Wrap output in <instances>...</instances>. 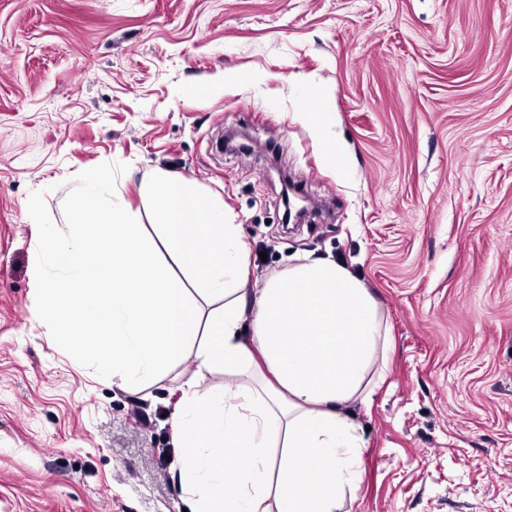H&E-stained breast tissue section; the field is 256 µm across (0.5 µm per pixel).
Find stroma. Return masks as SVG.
<instances>
[{
	"instance_id": "35a3bbf8",
	"label": "stroma",
	"mask_w": 512,
	"mask_h": 512,
	"mask_svg": "<svg viewBox=\"0 0 512 512\" xmlns=\"http://www.w3.org/2000/svg\"><path fill=\"white\" fill-rule=\"evenodd\" d=\"M166 169L241 225L251 287L309 256L378 301L338 512H512V0H0V512H185L193 365L133 393L37 315L70 198L106 176L155 237Z\"/></svg>"
}]
</instances>
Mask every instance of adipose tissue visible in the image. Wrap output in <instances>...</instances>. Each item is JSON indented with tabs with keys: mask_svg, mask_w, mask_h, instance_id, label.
Returning <instances> with one entry per match:
<instances>
[{
	"mask_svg": "<svg viewBox=\"0 0 512 512\" xmlns=\"http://www.w3.org/2000/svg\"><path fill=\"white\" fill-rule=\"evenodd\" d=\"M156 239L136 214L95 192L71 210L93 233L66 249L69 285L47 288L39 315L62 333L82 329L102 370L129 389L193 361L223 365L222 392L188 381L172 415V478L192 512H337L358 480L364 439L348 406L383 382L390 346L377 300L341 264L304 257L260 290L248 286V244L223 210L164 172ZM180 257L187 277L164 254ZM284 451L270 465L267 448Z\"/></svg>",
	"mask_w": 512,
	"mask_h": 512,
	"instance_id": "ef3b65f1",
	"label": "adipose tissue"
}]
</instances>
